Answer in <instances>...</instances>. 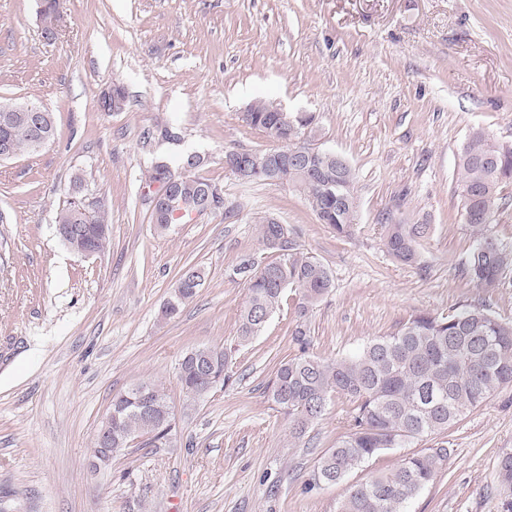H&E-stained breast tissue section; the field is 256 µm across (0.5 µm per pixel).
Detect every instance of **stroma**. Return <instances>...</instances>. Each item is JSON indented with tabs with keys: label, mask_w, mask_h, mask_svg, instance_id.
Segmentation results:
<instances>
[{
	"label": "stroma",
	"mask_w": 512,
	"mask_h": 512,
	"mask_svg": "<svg viewBox=\"0 0 512 512\" xmlns=\"http://www.w3.org/2000/svg\"><path fill=\"white\" fill-rule=\"evenodd\" d=\"M60 12L48 40L36 0H0V101L27 98L57 127L37 154L0 163V512H336L404 449L309 488L351 404L336 397L296 441L268 383L281 360L353 354L420 311L485 304L512 322V267L495 288L466 276L457 176L470 130L512 147V0H60ZM115 84L131 106L101 112ZM258 98L315 113L319 146L353 167L352 235L320 224L293 188L243 185L225 170V150L276 145L241 119ZM187 153L201 158L197 175L223 184L224 210L158 232L141 179ZM77 176L109 207L112 243L91 258L55 232ZM386 214L431 224L417 262L388 253ZM261 217L332 272L307 348L290 335L291 288L259 336L236 341L247 288L233 269L262 257ZM187 265L204 284L165 319ZM200 346L228 349L230 379L193 401L177 367ZM144 382L169 395L172 437L93 467L113 396ZM444 439L447 465L407 512H507L497 466L512 453V386Z\"/></svg>",
	"instance_id": "stroma-1"
}]
</instances>
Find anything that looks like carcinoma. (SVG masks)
Instances as JSON below:
<instances>
[{
  "mask_svg": "<svg viewBox=\"0 0 512 512\" xmlns=\"http://www.w3.org/2000/svg\"><path fill=\"white\" fill-rule=\"evenodd\" d=\"M295 128L304 135V144L315 141L316 117L310 112H290ZM242 121L279 141L282 138L280 107L257 99L249 105ZM49 139L56 134L55 123L35 128L16 112H0V138H6L14 156L32 155L40 150L38 131ZM282 147L255 151L246 159L252 172L232 169L243 183L263 181L258 167ZM342 205L336 194L324 191L311 177L297 176L291 187L302 194L322 224L338 236H348L358 223L359 202L355 175L350 165H341ZM458 181L465 191L461 206L462 223L475 240L467 266L470 283L476 288H493L512 263V254L501 245L490 253L480 252L483 242L497 240L492 232L501 200V189L512 183V149H505L476 129L463 146L458 164ZM146 185L170 184L176 205L168 209L157 204L150 215L156 229L165 231L174 224H189L199 213L202 187L222 193L220 184L196 175L178 173L167 164H158L144 176ZM56 230L77 224L72 202L55 217ZM100 232L91 238L59 239L72 251L85 248L104 252L111 242L107 205L102 202L93 215ZM388 253L403 263L416 260L418 248L430 230L428 224L385 225ZM288 232L273 218L257 222L262 249L272 258L257 261L246 255L234 268L247 280V300L238 326L239 343L251 342L268 319L280 308L285 289L299 290L298 316L293 322V340L306 348L310 328L308 314L333 287L329 268L314 256L298 251L292 239L277 247L276 239ZM203 271L188 265L165 302L162 314L174 319L198 295ZM210 360L213 377L229 380L227 350L197 347L180 362L178 380L187 397L196 401L207 395V382L198 374L201 361ZM512 385V323L503 322L484 307H464L453 315L415 314L395 332L370 341L359 352L336 360L299 356L281 360L270 381L273 402L288 416L289 436L302 439L312 422L327 411L333 398L342 395L352 404L351 428L336 445L320 457L311 475L315 486L337 484L367 460L392 448H408L448 431L463 415L483 404L499 388ZM114 413L105 436L111 456L128 452L137 438L147 447L168 440L172 432V405L163 387L142 383L112 398ZM449 449L427 448L405 455L393 469L355 485L339 503L336 512H407V504L433 482L448 460Z\"/></svg>",
  "mask_w": 512,
  "mask_h": 512,
  "instance_id": "cac0c4a2",
  "label": "carcinoma"
}]
</instances>
